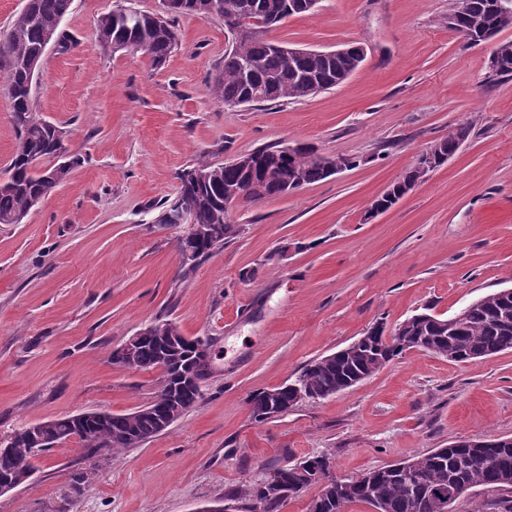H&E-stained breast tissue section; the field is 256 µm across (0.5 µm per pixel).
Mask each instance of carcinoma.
Wrapping results in <instances>:
<instances>
[{
    "mask_svg": "<svg viewBox=\"0 0 512 512\" xmlns=\"http://www.w3.org/2000/svg\"><path fill=\"white\" fill-rule=\"evenodd\" d=\"M214 2L213 16L234 14L245 21L256 34L235 44L224 52V64L214 74L213 94L226 104L244 105L272 103L288 99L314 96L341 83L357 67L358 47L351 45L338 54L305 53L287 57L275 51L261 33L279 25L284 19L304 14V0H172L167 14L205 16L204 6ZM71 0H31L7 31L0 34V67L7 70L6 88L12 101L13 120L17 142L8 169L9 177L0 182V224H19L28 211L48 197L68 179L74 161L61 160L67 153L63 128L37 117L32 99L33 80L24 71L25 61L38 53L46 34L54 36L61 47L68 44L61 39L59 27L68 12ZM499 0H455L453 11L461 27L469 30L477 46L512 27V16H502ZM135 17L126 20L109 12L96 22L98 44L104 49L142 52L149 56L154 68L164 66L178 42V32L170 19L155 14L134 11ZM495 76H512V42L497 46ZM471 127L458 125L448 136L434 142L433 167L448 161L468 139ZM52 158L56 163L47 169H37L35 161ZM203 175L198 182L181 180L180 192L193 197L199 223L209 229L208 235L193 240L190 245L198 250L197 257L209 255L212 249L224 243L234 233L226 217L229 195L243 182L252 178L262 183V191L254 199L282 196L293 173H298L306 185L332 176L321 164L315 150L299 145L291 164L282 165L273 174L262 177L260 170L250 174L233 162L212 165L199 162ZM403 188L391 184V190L378 198L373 206L387 210L402 198ZM512 311V297L503 300L496 293L481 297V302L464 307L461 328L462 343L448 345V331L443 318L428 311L420 313L411 322L406 336L385 339L377 335L362 341L356 348L325 355L306 366L295 380L313 400L326 399L336 389L349 385L356 377L371 375L394 358L410 349L422 348L423 339L435 344L441 356L450 355L458 362L484 359L506 350H512V326L504 329L498 323L503 309ZM178 328L169 320L158 321L146 334L139 337L135 357L142 370H161L159 394L167 397L161 405L145 411L137 407L122 414L92 412L80 434L85 456L89 459L110 456L125 448H138L148 439L160 434L157 420L172 415L177 420L193 409L201 398L196 384L178 379L181 371L190 366L199 381H204L211 369V359L191 357L195 339L186 336L172 339ZM251 415L257 422L271 418L278 411L295 406L292 383L274 387L267 401L255 396ZM71 416L46 421L40 429L39 452L61 444V436L68 431ZM28 429L14 434L10 448H0V478L13 474L17 466L33 455ZM329 458L325 455L307 457L298 461V467L288 470V480L279 488L266 490L259 486L245 493L250 501L249 512H276L289 498L311 485L320 487L314 497V512H346L349 504L364 502L379 507L383 512H439V505L448 498L454 480L463 478L472 487L493 486L512 489V445L506 448H482L477 453L452 442L446 448H434L409 464L410 472L378 469L363 484L350 485L339 491L329 473Z\"/></svg>",
    "mask_w": 512,
    "mask_h": 512,
    "instance_id": "carcinoma-1",
    "label": "carcinoma"
}]
</instances>
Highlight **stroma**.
<instances>
[{"label":"stroma","instance_id":"stroma-1","mask_svg":"<svg viewBox=\"0 0 512 512\" xmlns=\"http://www.w3.org/2000/svg\"><path fill=\"white\" fill-rule=\"evenodd\" d=\"M452 0H319L269 39L367 57L317 95L228 106L211 91L232 45L223 18L180 15L164 67L103 50L96 20L161 0H71L34 81L38 117L67 131L69 178L19 224H0V441L84 411L127 413L161 373L110 355L159 321L208 341L202 397L150 442L87 459L71 440L40 454L0 512H245V493L284 459L329 457L354 479L468 437H512V351L456 363L413 350L331 398L256 422L249 399L294 378L377 321L431 308L453 316L512 288V77L496 44L448 28ZM471 134L442 166L375 217L372 201L458 124ZM356 159L318 183L230 210L234 233L181 265L185 226L156 220L179 176L269 144ZM252 278H245V271ZM87 473L74 485L76 473Z\"/></svg>","mask_w":512,"mask_h":512}]
</instances>
